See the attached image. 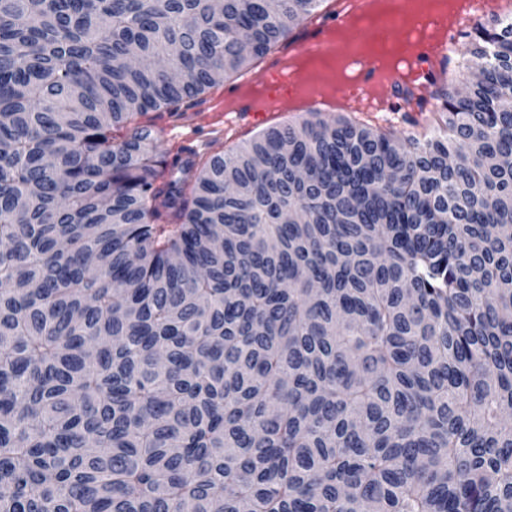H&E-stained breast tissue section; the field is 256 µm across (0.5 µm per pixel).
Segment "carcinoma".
<instances>
[{
    "mask_svg": "<svg viewBox=\"0 0 512 512\" xmlns=\"http://www.w3.org/2000/svg\"><path fill=\"white\" fill-rule=\"evenodd\" d=\"M324 0H0V512H512V20L430 136L163 148Z\"/></svg>",
    "mask_w": 512,
    "mask_h": 512,
    "instance_id": "cac0c4a2",
    "label": "carcinoma"
}]
</instances>
